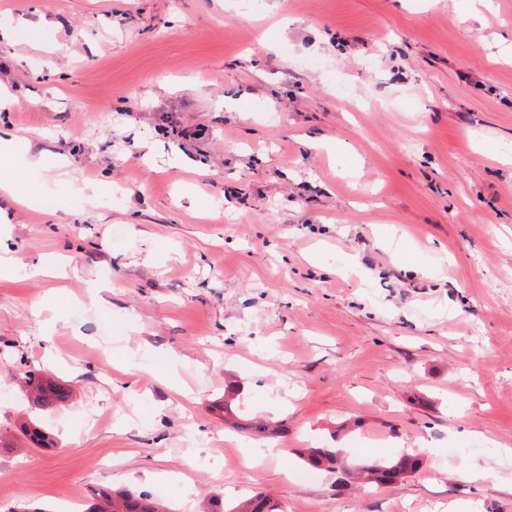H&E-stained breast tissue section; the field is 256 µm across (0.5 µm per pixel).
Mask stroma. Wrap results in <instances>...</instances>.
<instances>
[{"label": "stroma", "instance_id": "stroma-1", "mask_svg": "<svg viewBox=\"0 0 512 512\" xmlns=\"http://www.w3.org/2000/svg\"><path fill=\"white\" fill-rule=\"evenodd\" d=\"M0 84L1 503L512 512V0H0ZM27 138L19 135H11L9 138L0 137V198L17 201L24 194L17 188L10 178L9 170L16 153L27 148ZM20 374L22 375L23 387L34 405L43 408H55L66 402L70 397L69 392L35 367L24 365ZM305 461L312 466L321 467L345 475L347 466L360 468L370 482L377 484L394 481L401 476L415 472L420 467V460L408 455L383 462L355 463L348 461L336 448H306L303 452ZM84 504V503H83ZM86 509L82 512H170L161 500L143 491L134 493L129 490H113L100 487L87 497Z\"/></svg>", "mask_w": 512, "mask_h": 512}]
</instances>
